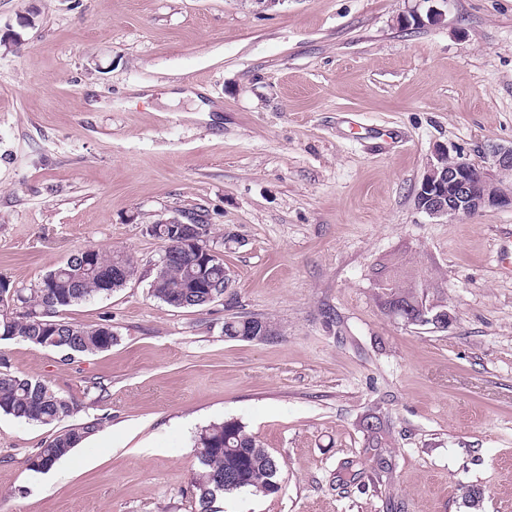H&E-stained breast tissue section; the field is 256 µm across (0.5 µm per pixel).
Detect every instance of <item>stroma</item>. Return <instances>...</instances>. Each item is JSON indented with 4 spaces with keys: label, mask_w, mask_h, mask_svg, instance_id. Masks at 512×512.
<instances>
[{
    "label": "stroma",
    "mask_w": 512,
    "mask_h": 512,
    "mask_svg": "<svg viewBox=\"0 0 512 512\" xmlns=\"http://www.w3.org/2000/svg\"><path fill=\"white\" fill-rule=\"evenodd\" d=\"M491 144H512V0H0V275L27 287L89 247L138 267L65 313L111 325L108 350L0 341L75 406L54 426L0 414V512H195V439L226 420L284 470L220 512H470L464 485L512 512V210L443 222L415 203L437 148L488 167ZM188 212L231 286L173 308L146 228ZM393 286L445 305L447 328L390 313ZM235 315L278 333L227 339ZM371 412L387 447L365 444ZM99 425V420L93 419L60 431L28 459L29 470L40 472L51 468L56 462L70 455Z\"/></svg>",
    "instance_id": "stroma-1"
}]
</instances>
